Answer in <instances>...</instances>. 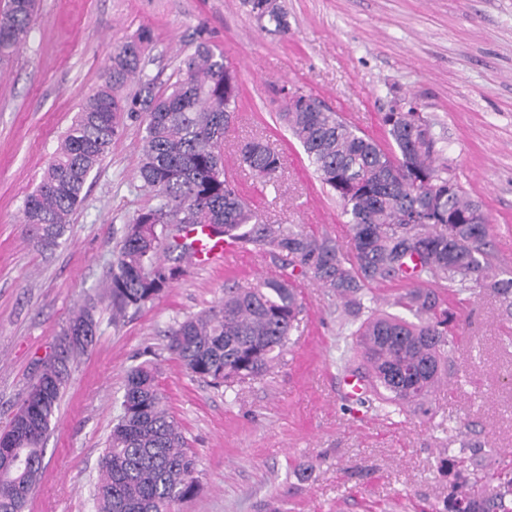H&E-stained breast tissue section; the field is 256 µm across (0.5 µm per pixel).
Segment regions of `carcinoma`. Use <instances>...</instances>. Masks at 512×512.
<instances>
[{
	"instance_id": "obj_1",
	"label": "carcinoma",
	"mask_w": 512,
	"mask_h": 512,
	"mask_svg": "<svg viewBox=\"0 0 512 512\" xmlns=\"http://www.w3.org/2000/svg\"><path fill=\"white\" fill-rule=\"evenodd\" d=\"M35 4L7 0L0 11L1 62L24 42ZM258 20L288 32L281 10ZM151 40L150 29L143 27L113 52L103 83L83 102L38 188L25 199L22 223L38 243L55 245L119 132V114H134L143 129L138 176L158 204L133 219L119 244L108 288L112 321L145 306L180 273L178 263L190 249L180 233L202 224L217 240L232 237L311 275L341 304L342 321H359L353 351L365 366L363 379L377 408L427 411L430 396L454 368L456 316L447 296L485 288L512 319V276L489 275L488 219L448 166L436 165L447 146L438 145L428 120L420 112L384 113L385 148L321 105L301 108L291 101L278 113L348 216L350 242L343 247L328 235L269 222L227 177L224 140L240 84L224 53L215 52L203 32L166 90H155L146 79L132 98L118 97L117 91L142 72ZM238 161L264 182L275 179L282 166L277 149L260 137L240 144ZM163 253L174 255L172 264L161 260ZM404 280L419 287L397 297L393 306L412 318L371 306L372 285ZM96 310L89 299L62 329L55 354L41 365L17 410L32 414L28 425L19 428L12 421L0 432V457L9 443L29 461L18 474L0 467V512H25L43 470L44 439L69 363L96 336ZM301 311L286 273L254 288L227 287L217 306L168 330L167 350L192 376L215 387L259 376L287 348ZM82 333L84 340H70ZM122 408L98 462L97 512H177L199 493L200 484L153 361L128 371ZM485 454L481 443L470 440L458 453H448L442 512H512V468L485 473Z\"/></svg>"
}]
</instances>
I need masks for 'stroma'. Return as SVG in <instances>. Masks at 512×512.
<instances>
[{
  "mask_svg": "<svg viewBox=\"0 0 512 512\" xmlns=\"http://www.w3.org/2000/svg\"><path fill=\"white\" fill-rule=\"evenodd\" d=\"M277 3L284 34L262 27L245 0H38L27 39L0 65V431L74 311L108 284L127 224L157 203L138 177L142 130L124 116L57 245L40 246L21 222L114 49L143 27L153 32L143 77L158 88L176 80L200 32L237 71L239 112L224 157L270 222L349 239L340 203L276 119L286 98L317 97L381 142L383 113L411 106L447 139L443 163L492 225L494 273L512 272V0ZM253 137L279 151L277 181L238 166L237 143ZM281 272V260L246 246L228 266L183 262L121 323L100 304L96 339L70 364L26 512H96L97 463L125 377L147 359L197 460L201 490L179 512H441L440 461L462 441L485 445L488 472L512 462V321L486 292L455 301V370L425 413L385 415L346 397L353 328L308 275L295 277L298 328L266 373L216 389L168 352V329L216 305L225 285L249 288Z\"/></svg>",
  "mask_w": 512,
  "mask_h": 512,
  "instance_id": "1",
  "label": "stroma"
}]
</instances>
